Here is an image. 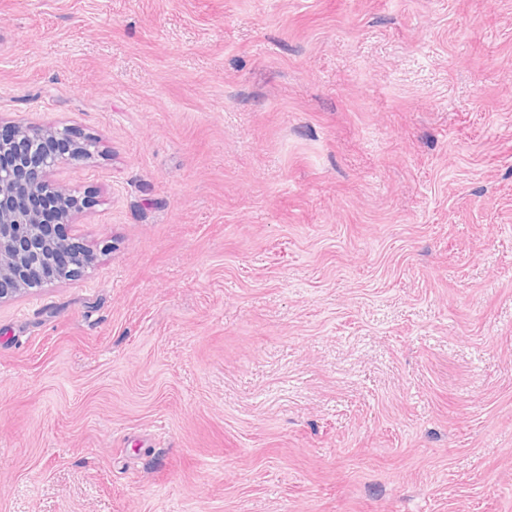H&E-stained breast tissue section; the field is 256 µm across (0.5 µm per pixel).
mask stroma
<instances>
[{
  "mask_svg": "<svg viewBox=\"0 0 512 512\" xmlns=\"http://www.w3.org/2000/svg\"><path fill=\"white\" fill-rule=\"evenodd\" d=\"M84 272L0 304V512H512V0H0Z\"/></svg>",
  "mask_w": 512,
  "mask_h": 512,
  "instance_id": "1",
  "label": "stroma"
}]
</instances>
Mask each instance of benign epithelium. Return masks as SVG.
Masks as SVG:
<instances>
[{
    "label": "benign epithelium",
    "mask_w": 512,
    "mask_h": 512,
    "mask_svg": "<svg viewBox=\"0 0 512 512\" xmlns=\"http://www.w3.org/2000/svg\"><path fill=\"white\" fill-rule=\"evenodd\" d=\"M91 141L68 126L0 125V303L79 276L90 264L67 232L83 199L51 176L63 164L92 158Z\"/></svg>",
    "instance_id": "benign-epithelium-1"
}]
</instances>
